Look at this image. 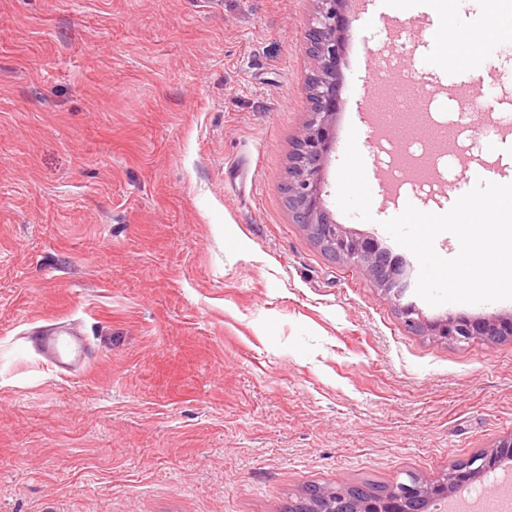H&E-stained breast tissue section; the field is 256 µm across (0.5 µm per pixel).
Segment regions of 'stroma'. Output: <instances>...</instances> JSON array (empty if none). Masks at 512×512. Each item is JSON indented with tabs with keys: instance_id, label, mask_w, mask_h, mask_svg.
Segmentation results:
<instances>
[{
	"instance_id": "1",
	"label": "stroma",
	"mask_w": 512,
	"mask_h": 512,
	"mask_svg": "<svg viewBox=\"0 0 512 512\" xmlns=\"http://www.w3.org/2000/svg\"><path fill=\"white\" fill-rule=\"evenodd\" d=\"M314 0H0V512H283L313 485L444 478L512 434V338L407 330L360 267L325 255L282 186L306 118ZM341 64L325 173L338 223L382 227L411 186L468 192L502 124L449 111L512 94L473 0H379ZM456 45H445L448 31ZM438 46L424 52L421 37ZM484 70L409 130L400 195L358 103L376 65ZM78 323L84 372L26 339Z\"/></svg>"
}]
</instances>
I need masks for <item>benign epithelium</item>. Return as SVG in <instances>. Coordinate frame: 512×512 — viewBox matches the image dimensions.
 Segmentation results:
<instances>
[{"instance_id": "benign-epithelium-1", "label": "benign epithelium", "mask_w": 512, "mask_h": 512, "mask_svg": "<svg viewBox=\"0 0 512 512\" xmlns=\"http://www.w3.org/2000/svg\"><path fill=\"white\" fill-rule=\"evenodd\" d=\"M314 2L315 11L304 34V48L314 64L305 87L307 119L295 138L288 180L284 183L295 223L302 225L332 259L359 262L401 313L408 330L455 344L479 341L494 345L512 338L511 313L476 318L452 314L426 318L415 304L405 301L412 288L406 269L390 260L376 238L356 232L331 217L323 199L324 174L333 150V127L342 89L340 61L350 36L345 15L349 0ZM511 459L512 436L509 435L495 449L461 462L447 479L426 486L400 482L387 493L376 495L340 483L330 491L315 487L310 490V497L318 500L331 496L328 512H428L430 503L447 499L455 489L472 484Z\"/></svg>"}]
</instances>
